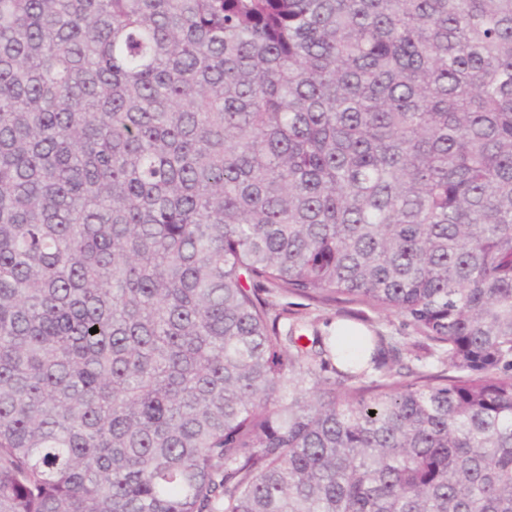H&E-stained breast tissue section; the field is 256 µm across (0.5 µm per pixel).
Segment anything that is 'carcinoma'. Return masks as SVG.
I'll return each mask as SVG.
<instances>
[{
  "instance_id": "1",
  "label": "carcinoma",
  "mask_w": 512,
  "mask_h": 512,
  "mask_svg": "<svg viewBox=\"0 0 512 512\" xmlns=\"http://www.w3.org/2000/svg\"><path fill=\"white\" fill-rule=\"evenodd\" d=\"M0 512H512V0H0ZM269 300L277 304L279 312L286 309L288 318H299L313 325V328L321 336H329L338 328L336 321L352 322L358 326H364L362 321L373 324L385 336H392L402 348V359L405 363L420 367L422 370L435 371L441 369L436 357L425 350L414 347L417 336L404 319L393 311H380L371 309L359 303H348L343 300L336 301L335 305L322 306L296 295L288 294L286 297L270 295ZM415 355L420 356L416 360Z\"/></svg>"
}]
</instances>
